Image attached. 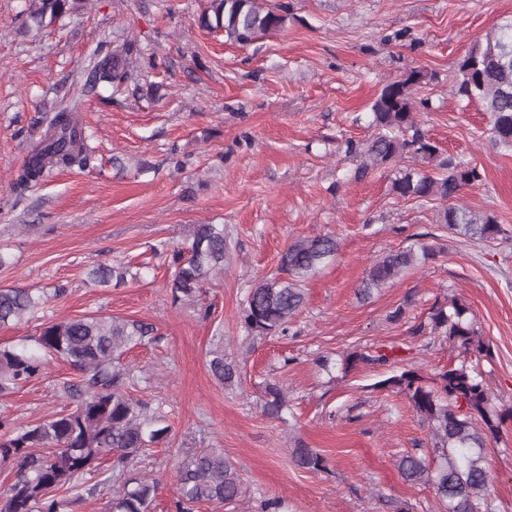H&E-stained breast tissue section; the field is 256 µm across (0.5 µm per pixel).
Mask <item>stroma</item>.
I'll list each match as a JSON object with an SVG mask.
<instances>
[{"label": "stroma", "mask_w": 512, "mask_h": 512, "mask_svg": "<svg viewBox=\"0 0 512 512\" xmlns=\"http://www.w3.org/2000/svg\"><path fill=\"white\" fill-rule=\"evenodd\" d=\"M288 4L276 32L243 46L196 24L208 0H87L41 33L19 32L25 0H0V287L41 295L37 320L0 326V346L35 335L38 323L67 316L140 320L153 334L122 357L131 395L163 414L167 442L139 471L158 482L153 512H170L185 449L223 451L248 492L238 505L200 512H437L431 488L410 485L396 461L430 454V436L401 393L381 390L385 370L345 367L347 354L372 346L406 350L424 379L447 367L438 336L415 334L435 304L463 300L491 347L481 369L498 406L512 407V149L484 135L489 116L454 94L458 64L512 15V0H261ZM402 39H395V32ZM137 39L144 52L132 83L138 93L85 88L96 53ZM416 118L442 155L477 165L481 184L461 205L493 213L503 233L492 242L446 233L436 200L397 197L391 165L361 181L347 140L368 139L371 104L409 69ZM82 96L80 114L93 159L53 171L25 193L13 180L63 99ZM196 224H220L231 246L224 271L196 302L173 303L169 258L150 245L176 246ZM336 234L335 259L304 284L306 303L292 333L248 337L240 315L246 292L275 276L295 239ZM428 235L434 257L404 272L369 300L355 294L383 252ZM128 265L131 279L98 288L101 263ZM404 307L400 320L392 312ZM223 345L241 378L209 372L208 352ZM77 372L50 360L37 379L0 396V418L26 424L69 408L62 392ZM288 395L282 419L262 412L265 387ZM317 450L325 470L294 467L297 443ZM489 494L512 512V419L492 440Z\"/></svg>", "instance_id": "35a3bbf8"}]
</instances>
